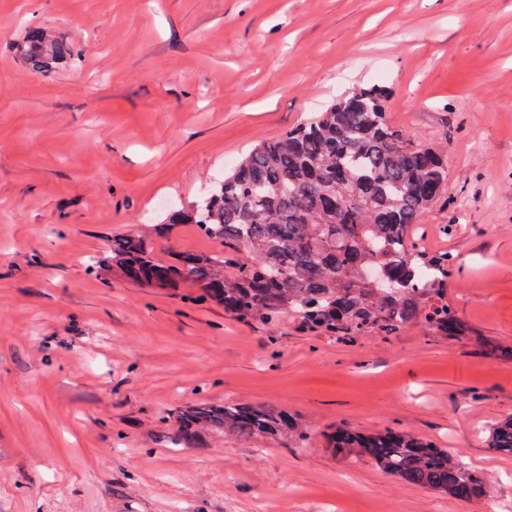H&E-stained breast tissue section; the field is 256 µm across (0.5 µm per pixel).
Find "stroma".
Masks as SVG:
<instances>
[{
	"mask_svg": "<svg viewBox=\"0 0 512 512\" xmlns=\"http://www.w3.org/2000/svg\"><path fill=\"white\" fill-rule=\"evenodd\" d=\"M54 27L82 51L46 76L13 45ZM447 143L453 204L423 243L458 270L448 302L512 345V0H0V512H495L512 457V361L431 335L339 342L242 320L183 293L99 280L92 256L191 201L255 145L357 86ZM449 233H440L441 225ZM166 260L216 244L190 224ZM300 414L308 447L173 445L194 402ZM339 426L415 431L489 486L467 503L327 448ZM488 448L500 456L512 457V417L490 426Z\"/></svg>",
	"mask_w": 512,
	"mask_h": 512,
	"instance_id": "obj_1",
	"label": "stroma"
}]
</instances>
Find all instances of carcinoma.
<instances>
[{"label":"carcinoma","mask_w":512,"mask_h":512,"mask_svg":"<svg viewBox=\"0 0 512 512\" xmlns=\"http://www.w3.org/2000/svg\"><path fill=\"white\" fill-rule=\"evenodd\" d=\"M16 56L33 74L68 67L80 50L46 28L28 31ZM448 207L447 150L409 139L388 117V92L359 87L311 121L248 152L206 193L173 203L159 234L193 224L220 249L162 261L147 236L112 240L89 264L145 287L182 289L240 319L275 323L292 315L308 331L342 342L395 336L420 322L435 336L472 338L448 304L452 254L431 255L414 225ZM176 444L213 435L308 444L309 428L285 409L247 401L190 403L173 412ZM332 447L367 458L404 484L478 500L487 478L413 432L338 428ZM488 448L512 457V417L488 429Z\"/></svg>","instance_id":"cac0c4a2"}]
</instances>
